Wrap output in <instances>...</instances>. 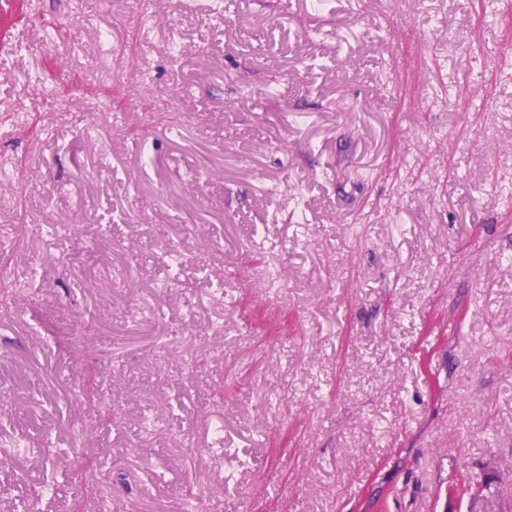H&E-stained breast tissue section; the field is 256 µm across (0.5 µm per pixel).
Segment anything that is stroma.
Listing matches in <instances>:
<instances>
[{
    "label": "stroma",
    "mask_w": 512,
    "mask_h": 512,
    "mask_svg": "<svg viewBox=\"0 0 512 512\" xmlns=\"http://www.w3.org/2000/svg\"><path fill=\"white\" fill-rule=\"evenodd\" d=\"M223 2L0 0V512H512V7Z\"/></svg>",
    "instance_id": "35a3bbf8"
}]
</instances>
